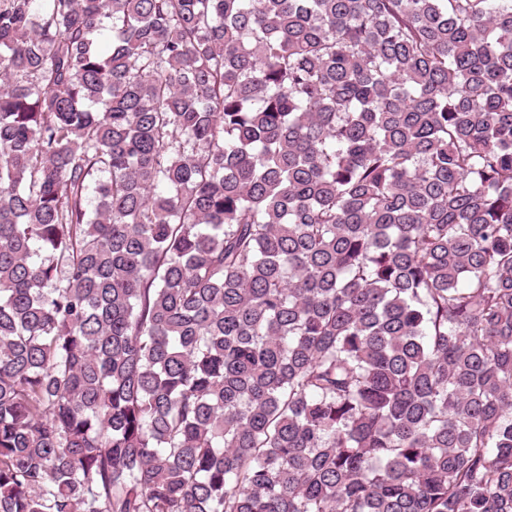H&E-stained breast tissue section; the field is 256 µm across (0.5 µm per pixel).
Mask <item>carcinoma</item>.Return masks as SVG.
<instances>
[{"mask_svg":"<svg viewBox=\"0 0 512 512\" xmlns=\"http://www.w3.org/2000/svg\"><path fill=\"white\" fill-rule=\"evenodd\" d=\"M34 2L0 512H512V0Z\"/></svg>","mask_w":512,"mask_h":512,"instance_id":"cac0c4a2","label":"carcinoma"}]
</instances>
